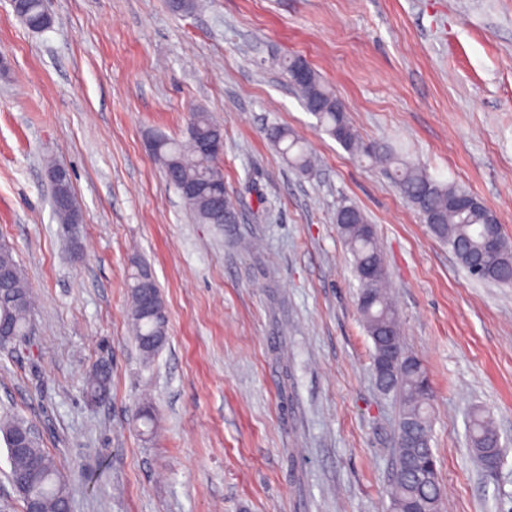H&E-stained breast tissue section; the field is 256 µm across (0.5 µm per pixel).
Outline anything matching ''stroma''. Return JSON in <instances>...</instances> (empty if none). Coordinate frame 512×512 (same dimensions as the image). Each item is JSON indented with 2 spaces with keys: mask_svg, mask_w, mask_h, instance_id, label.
<instances>
[{
  "mask_svg": "<svg viewBox=\"0 0 512 512\" xmlns=\"http://www.w3.org/2000/svg\"><path fill=\"white\" fill-rule=\"evenodd\" d=\"M200 3L45 0L53 25L33 32L0 0V243L33 296L30 335L0 346V412L62 462L71 512H390L400 404L376 385L336 224L352 203L431 381L444 512H512V287L469 276L278 63L306 59L363 141L469 191L512 241V0ZM196 108L223 131L237 223L196 221L149 150L184 139ZM271 123L313 173L282 158ZM49 160L70 173L77 232L54 215ZM139 266L168 318L148 364L129 320ZM102 362L112 389L95 402ZM476 408L499 430L493 471L471 450ZM267 135L289 165L301 172L312 169V160L301 141L287 128L273 125ZM111 370L107 364L96 366L86 380L87 395L94 400L106 399L110 394Z\"/></svg>",
  "mask_w": 512,
  "mask_h": 512,
  "instance_id": "1",
  "label": "stroma"
}]
</instances>
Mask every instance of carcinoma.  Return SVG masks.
<instances>
[{
    "instance_id": "obj_1",
    "label": "carcinoma",
    "mask_w": 512,
    "mask_h": 512,
    "mask_svg": "<svg viewBox=\"0 0 512 512\" xmlns=\"http://www.w3.org/2000/svg\"><path fill=\"white\" fill-rule=\"evenodd\" d=\"M43 0H29V7L18 15L29 29L43 25ZM303 107L323 102L322 110L313 113L323 130L347 152L359 158H368L385 165L386 172L401 194L422 215L423 220L439 241L448 244L467 272H472L475 256L484 249L488 218L493 213L483 203L462 210L457 206L460 197L470 193L429 174L423 168L402 161L389 147L364 143L352 126L344 105L322 82L319 75L310 72L309 79L296 86ZM196 133L207 135L218 128L206 112L192 114ZM267 135L289 165L301 172L312 169V160L301 141L288 129L273 125ZM153 154L161 161L167 183L177 191L182 185L193 183L199 187L194 195L184 196L202 223L210 222L209 204L214 194H226L224 174L217 167L218 155L199 151L196 139L185 142L156 137ZM336 224L354 257L356 273L367 267L383 266V255L377 244L375 231L369 227L364 212L354 204H344L336 211ZM497 239L495 275L477 276V279L502 286H512V244L506 241L500 223H495ZM11 272L12 288L0 290V344L20 341L29 334L31 298L28 284L15 260L12 250L0 244V267ZM130 320L134 338L144 361H150L167 339V316H147L140 309V290L131 285ZM360 295L368 302L358 303L367 335L373 347L393 335L402 344L399 316L387 292V276L383 275L361 285ZM382 391L399 398L402 412L399 422L396 459L390 485L391 512H441L442 488L437 461L430 446L432 390L427 372L421 362L407 354L395 362L381 377ZM111 370L106 364L96 366L86 380L87 395L103 400L110 394ZM471 442L480 461L492 458L500 461L499 437L491 417L481 409L470 414ZM27 423L14 415H0V434L7 445L11 480L23 503L34 499L41 512H70L68 486L63 466L55 457L40 448L37 437H32L23 455L15 453L12 439L26 429Z\"/></svg>"
}]
</instances>
